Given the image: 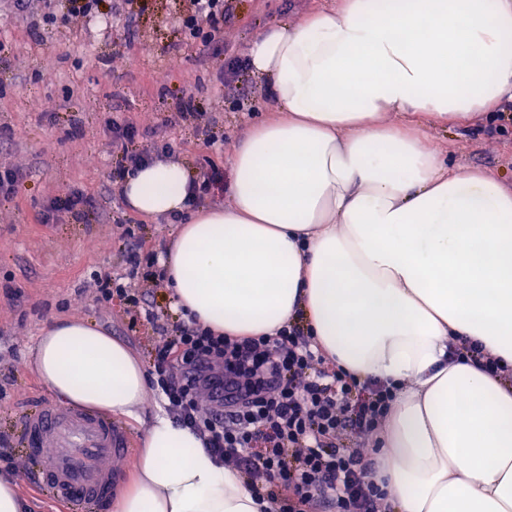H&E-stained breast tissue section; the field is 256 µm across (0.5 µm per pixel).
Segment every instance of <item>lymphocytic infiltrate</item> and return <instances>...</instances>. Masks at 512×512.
Here are the masks:
<instances>
[{
    "instance_id": "1",
    "label": "lymphocytic infiltrate",
    "mask_w": 512,
    "mask_h": 512,
    "mask_svg": "<svg viewBox=\"0 0 512 512\" xmlns=\"http://www.w3.org/2000/svg\"><path fill=\"white\" fill-rule=\"evenodd\" d=\"M183 23L198 35L201 23L218 27L229 0H181ZM129 283L94 274L99 302L114 296L139 305L163 275L155 256L124 240ZM162 338L151 386L163 396L176 423L195 429L216 459L265 493L275 512H380L383 492L370 475L374 459L340 447L347 434L366 435L385 418L392 392L363 389L338 366H327L311 336L297 324L272 337L233 338L197 324L158 322ZM359 401H352V393Z\"/></svg>"
}]
</instances>
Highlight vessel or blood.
Instances as JSON below:
<instances>
[{
	"mask_svg": "<svg viewBox=\"0 0 512 512\" xmlns=\"http://www.w3.org/2000/svg\"><path fill=\"white\" fill-rule=\"evenodd\" d=\"M23 428L36 489L78 512H94L111 498L131 443L124 425L90 410L52 405L27 417Z\"/></svg>",
	"mask_w": 512,
	"mask_h": 512,
	"instance_id": "b4317fda",
	"label": "vessel or blood"
}]
</instances>
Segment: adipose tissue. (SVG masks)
I'll return each instance as SVG.
<instances>
[{"mask_svg":"<svg viewBox=\"0 0 512 512\" xmlns=\"http://www.w3.org/2000/svg\"><path fill=\"white\" fill-rule=\"evenodd\" d=\"M247 71L281 117L236 147L229 206L189 213L175 159L121 187L141 217L188 215L161 259L177 306L228 336L303 318L332 362L391 387L374 456L387 512H512V191L448 166L425 132L512 100V0H336L261 31ZM32 366L68 403L141 417L142 364L93 323L52 325ZM115 512L270 506L161 413Z\"/></svg>","mask_w":512,"mask_h":512,"instance_id":"adipose-tissue-1","label":"adipose tissue"}]
</instances>
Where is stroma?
<instances>
[{"instance_id": "35a3bbf8", "label": "stroma", "mask_w": 512, "mask_h": 512, "mask_svg": "<svg viewBox=\"0 0 512 512\" xmlns=\"http://www.w3.org/2000/svg\"><path fill=\"white\" fill-rule=\"evenodd\" d=\"M335 0H232V14L211 36L188 38L180 0H135L129 15H102L79 25L45 21L41 0L24 13H0V161L21 176L0 201V435L22 448L24 415L49 393L30 365L44 331L63 318L95 323L152 368L155 325L126 301L99 304L88 282L107 273L127 282L119 249L134 233L142 253H165L177 228L129 212L112 175L120 160L112 125L136 123V145L168 142L192 175L214 164L229 169L236 145L255 121L275 119L257 81L238 96L224 86L225 49L245 56L255 34ZM191 91L197 119L176 116ZM217 136L214 146L206 134ZM444 159L477 167L512 186V129L487 125L429 127ZM91 197L82 219L41 223L52 198Z\"/></svg>"}]
</instances>
